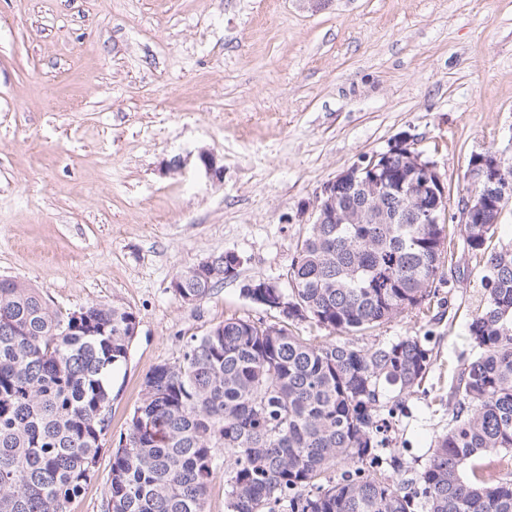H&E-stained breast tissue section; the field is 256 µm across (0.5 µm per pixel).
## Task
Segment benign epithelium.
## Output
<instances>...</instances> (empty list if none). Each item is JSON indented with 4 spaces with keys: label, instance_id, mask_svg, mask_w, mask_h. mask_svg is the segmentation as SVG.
Wrapping results in <instances>:
<instances>
[{
    "label": "benign epithelium",
    "instance_id": "obj_1",
    "mask_svg": "<svg viewBox=\"0 0 512 512\" xmlns=\"http://www.w3.org/2000/svg\"><path fill=\"white\" fill-rule=\"evenodd\" d=\"M397 156L405 163L399 188L412 190L397 205L403 211V219L409 224L440 223V215L448 211V187L436 164L423 158L408 134L399 135L385 150L363 158L324 183L315 193L314 200L306 205L311 210L310 223L356 222V213L338 206L340 184H349L351 189L367 198L369 205L377 197L381 185L390 181L392 163ZM469 176L472 190L459 199V223L481 224L491 209L503 213L501 204L512 196V166H504L491 154H478L471 160Z\"/></svg>",
    "mask_w": 512,
    "mask_h": 512
}]
</instances>
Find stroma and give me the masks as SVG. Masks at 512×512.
I'll return each mask as SVG.
<instances>
[{
    "label": "stroma",
    "mask_w": 512,
    "mask_h": 512,
    "mask_svg": "<svg viewBox=\"0 0 512 512\" xmlns=\"http://www.w3.org/2000/svg\"><path fill=\"white\" fill-rule=\"evenodd\" d=\"M401 133L435 162L459 232L470 159L512 165V0H0V278L56 310L117 304L138 321L97 472L68 512H105L146 375L226 319L273 321L244 285L279 280L304 203ZM226 252L237 277L185 303L172 279ZM482 275L459 245L430 308L354 334L295 326L362 349L428 337L419 390L387 391L402 403L388 449L412 466L401 483L448 430Z\"/></svg>",
    "instance_id": "obj_1"
}]
</instances>
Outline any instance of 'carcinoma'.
Returning a JSON list of instances; mask_svg holds the SVG:
<instances>
[{"label":"carcinoma","instance_id":"1","mask_svg":"<svg viewBox=\"0 0 512 512\" xmlns=\"http://www.w3.org/2000/svg\"><path fill=\"white\" fill-rule=\"evenodd\" d=\"M493 224H464L485 256L484 306L469 323L472 357L457 401L410 491L409 462L386 456L400 408L433 366L426 336L358 349L293 333L379 328L421 309L446 253L444 224L400 220L311 224L284 277L288 326L227 319L155 366L112 453L107 512H205L219 459L228 512H512V247L489 249ZM226 252L179 273L175 292L201 301L238 275ZM136 316L117 305L54 311L37 289L0 279V512H68L96 473L109 426L112 372L126 362Z\"/></svg>","mask_w":512,"mask_h":512}]
</instances>
